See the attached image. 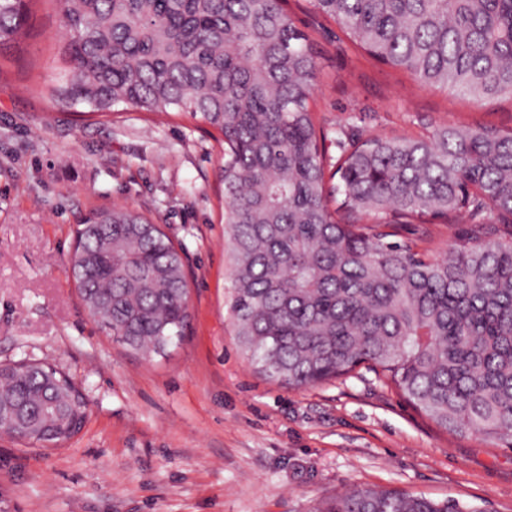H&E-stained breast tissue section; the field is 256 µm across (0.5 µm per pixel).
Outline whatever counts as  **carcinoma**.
<instances>
[{
  "instance_id": "obj_1",
  "label": "carcinoma",
  "mask_w": 512,
  "mask_h": 512,
  "mask_svg": "<svg viewBox=\"0 0 512 512\" xmlns=\"http://www.w3.org/2000/svg\"><path fill=\"white\" fill-rule=\"evenodd\" d=\"M67 31L52 98L106 115L187 112L224 142L230 312L250 366L287 388L379 370L438 428L512 448V238L496 224L428 259L387 224H512V132L443 125L359 140L332 159L311 99L318 52L282 0H0V61L32 9ZM375 60L476 102L512 97V0H311ZM71 279L100 328L163 353L190 321L182 251L123 206L76 230ZM56 366H0V421L45 447L78 433L85 394ZM318 512H484L354 489Z\"/></svg>"
}]
</instances>
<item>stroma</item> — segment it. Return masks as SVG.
<instances>
[{
	"mask_svg": "<svg viewBox=\"0 0 512 512\" xmlns=\"http://www.w3.org/2000/svg\"><path fill=\"white\" fill-rule=\"evenodd\" d=\"M285 8L319 52L313 108L328 149L446 123L512 129L511 97L476 103L423 86L370 59L309 0ZM63 37L37 10L19 63L0 72V363L57 366L90 412L56 448L0 432V512H316L356 488L512 512V449L438 430L369 366L300 389L253 371L229 311L222 149L184 114L120 105L81 117L54 101ZM115 204L183 251L191 322L162 356L113 342L68 278L77 225ZM490 221L405 224L398 238L439 256Z\"/></svg>",
	"mask_w": 512,
	"mask_h": 512,
	"instance_id": "obj_1",
	"label": "stroma"
}]
</instances>
